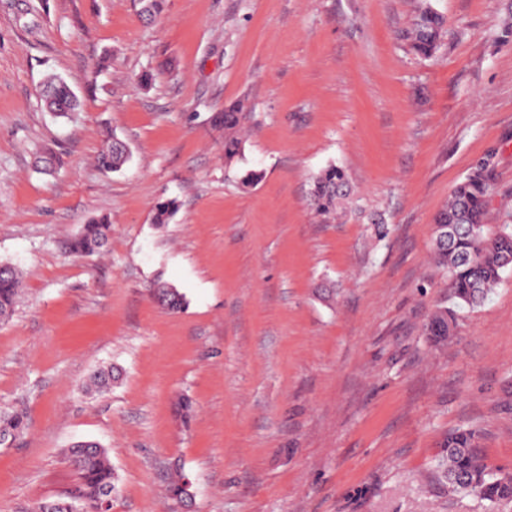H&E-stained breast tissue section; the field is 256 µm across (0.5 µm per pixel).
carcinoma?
I'll return each mask as SVG.
<instances>
[{"label": "carcinoma", "instance_id": "1", "mask_svg": "<svg viewBox=\"0 0 512 512\" xmlns=\"http://www.w3.org/2000/svg\"><path fill=\"white\" fill-rule=\"evenodd\" d=\"M444 18L430 6L424 7L411 30L406 34L411 48L429 57L437 51L444 34ZM41 98L47 111L65 116L77 109L78 99L70 86L56 78L44 85ZM246 119L244 104H229L213 117V123L224 128V158L233 160L241 154L242 141L237 132ZM130 157L125 141L112 136L106 139L96 157L97 167L104 173L118 171ZM492 169L487 160L481 161L459 182L448 203L435 218V228L449 231L448 239L434 236L433 252L443 269L453 307L435 311L425 327V336L435 345L445 343L447 323L456 322V310L483 304L512 268V224H501L496 233L488 234L486 219L491 194ZM353 192L346 173L331 165L312 177L309 206L324 219L336 214L338 206ZM111 224L98 219L83 225L71 238L67 248L73 254L90 255L103 248L109 238ZM21 286L19 271L0 263V321L11 317ZM154 299L172 312L186 304L185 296L175 287L161 284L153 289ZM119 373L99 370L92 374L90 388L103 392L112 386ZM28 428L26 415L21 411L0 412V437L5 442L24 434ZM442 447L446 455L438 467L444 474L448 494H468L485 503L490 512L501 505L512 504V485L504 484L509 471L492 470L480 445V435L473 428L448 431ZM66 458L79 476V485L67 500L46 503V512H103L104 502L116 489L115 474L106 450L97 442L80 441L67 450ZM187 477L180 466L172 468L166 497L184 500Z\"/></svg>", "mask_w": 512, "mask_h": 512}]
</instances>
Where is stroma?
<instances>
[{"mask_svg":"<svg viewBox=\"0 0 512 512\" xmlns=\"http://www.w3.org/2000/svg\"><path fill=\"white\" fill-rule=\"evenodd\" d=\"M425 2L446 19L429 58L402 38ZM52 74L68 117L40 104ZM235 101L228 163L211 117ZM113 133L131 156L106 174ZM483 159L493 228L512 221V0H164L150 22L133 0H0V263L21 273L0 411L29 421L0 446V512L66 497L77 441L107 451L111 512H483L436 463L471 426L512 471V269L450 344L424 336L448 302L434 219ZM331 165L356 202L323 223L308 192ZM104 215L101 252H65ZM176 465L184 503L164 495ZM154 299L172 312L180 311L186 304L184 295L175 287L167 284L157 285L153 289Z\"/></svg>","mask_w":512,"mask_h":512,"instance_id":"obj_1","label":"stroma"}]
</instances>
